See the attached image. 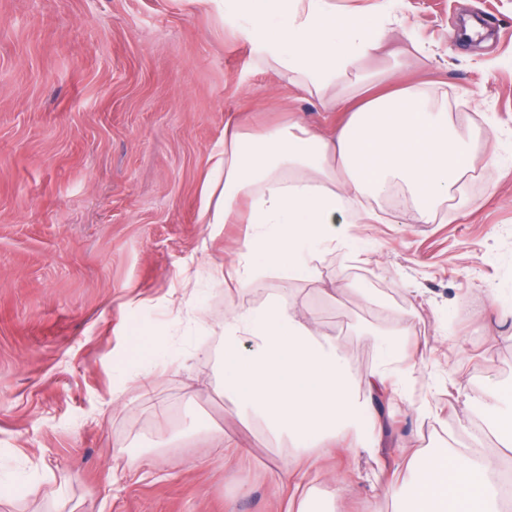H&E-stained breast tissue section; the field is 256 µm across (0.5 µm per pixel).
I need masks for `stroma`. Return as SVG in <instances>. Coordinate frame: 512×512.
<instances>
[{"label": "stroma", "instance_id": "obj_1", "mask_svg": "<svg viewBox=\"0 0 512 512\" xmlns=\"http://www.w3.org/2000/svg\"><path fill=\"white\" fill-rule=\"evenodd\" d=\"M392 19L361 66L447 92L479 133L462 202L440 204L444 224L370 202L378 223L317 245L318 282L273 271L241 291L221 272L244 225L199 220L225 113L248 132L329 127L348 81L305 92L192 0H0V512H286L293 446L239 417L212 345L274 299L338 337L355 375L377 364L372 334L403 326L418 348L378 448L350 453L349 431L307 449L306 512L335 492L345 512H398L375 476L406 486V447L477 444L512 467L472 409L512 388V322L494 315L512 306V0H404ZM139 328L158 346L145 374Z\"/></svg>", "mask_w": 512, "mask_h": 512}]
</instances>
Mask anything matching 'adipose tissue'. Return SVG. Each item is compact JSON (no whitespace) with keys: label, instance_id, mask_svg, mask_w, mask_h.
Returning a JSON list of instances; mask_svg holds the SVG:
<instances>
[{"label":"adipose tissue","instance_id":"ef3b65f1","mask_svg":"<svg viewBox=\"0 0 512 512\" xmlns=\"http://www.w3.org/2000/svg\"><path fill=\"white\" fill-rule=\"evenodd\" d=\"M224 22L254 56L280 74L296 75L308 92L342 76L357 94L329 101L344 120L323 130L294 122L257 133L242 131L235 113L224 117V147L213 157L203 187L204 224L246 225L231 264L240 289L270 270L318 281L313 245L332 240L335 223L364 224L372 214L359 199L388 195L396 183L411 193L417 219L435 223L468 171L477 138L459 134L448 111H430L417 87L385 91V78L362 60L382 49L384 16L365 24L345 15L338 0H214ZM404 330L375 338L378 365L354 378L337 338L321 334L314 318L271 301L224 319V392L242 409L287 435L295 452L281 477L310 498L305 449L359 429L375 443L383 432L378 399L403 395L412 375ZM402 460L411 481L397 497L400 512H496L502 499L492 481L496 461L471 448H413Z\"/></svg>","mask_w":512,"mask_h":512}]
</instances>
